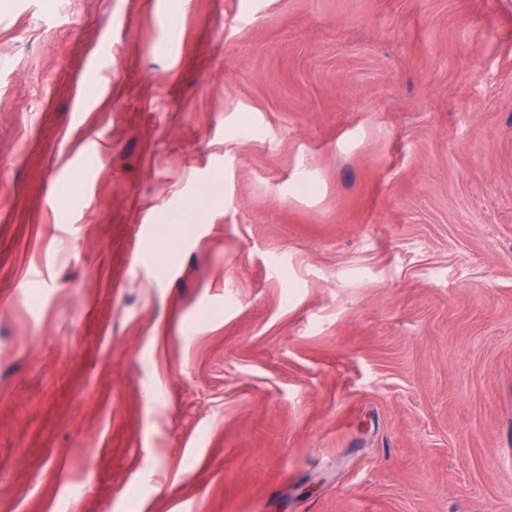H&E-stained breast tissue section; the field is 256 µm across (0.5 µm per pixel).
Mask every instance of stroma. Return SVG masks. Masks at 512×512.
I'll return each instance as SVG.
<instances>
[{
	"label": "stroma",
	"instance_id": "obj_1",
	"mask_svg": "<svg viewBox=\"0 0 512 512\" xmlns=\"http://www.w3.org/2000/svg\"><path fill=\"white\" fill-rule=\"evenodd\" d=\"M0 512H512V0H0Z\"/></svg>",
	"mask_w": 512,
	"mask_h": 512
}]
</instances>
